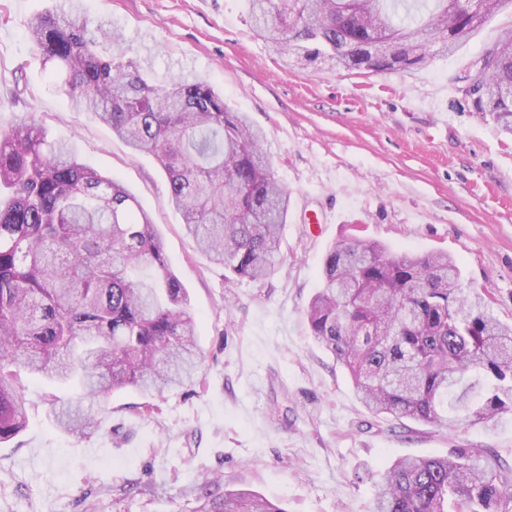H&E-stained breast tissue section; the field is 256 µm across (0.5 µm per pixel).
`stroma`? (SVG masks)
I'll return each mask as SVG.
<instances>
[{
    "label": "stroma",
    "instance_id": "35a3bbf8",
    "mask_svg": "<svg viewBox=\"0 0 512 512\" xmlns=\"http://www.w3.org/2000/svg\"><path fill=\"white\" fill-rule=\"evenodd\" d=\"M52 5L0 0V127L33 114L135 194L188 290L202 362L194 384L154 399L152 412L138 392H114L83 438L58 430L48 404L72 388L23 377L28 426L0 444V512H193L196 487L217 475L288 512H373L378 475L403 457L481 448L512 471V414L448 431L375 415L305 317L328 248L364 238L448 253L464 290L512 322V136L457 82L512 27V11L425 69L350 73L286 66L252 30L246 0H84L153 77L205 79L264 130L290 209L282 260L254 282L225 276L198 249L154 157L73 111L27 38ZM129 482L140 491L123 493Z\"/></svg>",
    "mask_w": 512,
    "mask_h": 512
}]
</instances>
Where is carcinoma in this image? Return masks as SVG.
<instances>
[{
	"mask_svg": "<svg viewBox=\"0 0 512 512\" xmlns=\"http://www.w3.org/2000/svg\"><path fill=\"white\" fill-rule=\"evenodd\" d=\"M512 0H247L256 34L295 66L409 73L454 53ZM35 51L74 108L154 156L168 203L211 262L251 280L281 259L290 196L263 131L213 85L151 77L112 22L54 0L28 24ZM466 99L512 135V28L486 49ZM444 253H398L344 239L326 251L306 315L311 336L376 415L439 428L512 413V324L464 292ZM197 318L138 199L33 117L0 128V443L27 426L19 372L76 385L57 427H99L82 406L132 389L147 398L192 383ZM195 512H288L247 489L204 482ZM374 512H512V485L478 448L406 457L377 483Z\"/></svg>",
	"mask_w": 512,
	"mask_h": 512,
	"instance_id": "1",
	"label": "carcinoma"
}]
</instances>
